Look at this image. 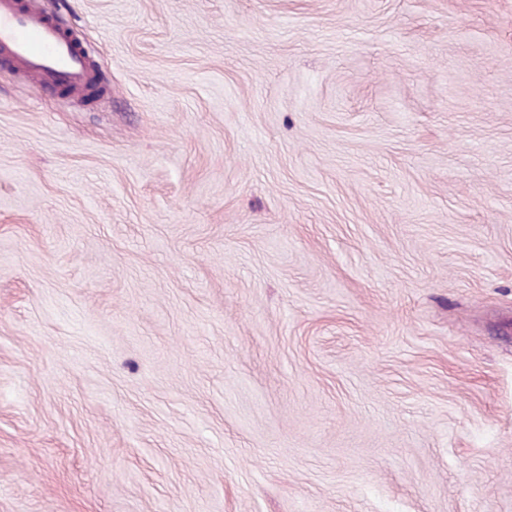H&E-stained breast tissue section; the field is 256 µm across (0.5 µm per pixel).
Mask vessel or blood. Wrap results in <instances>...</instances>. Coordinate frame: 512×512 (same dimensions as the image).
Instances as JSON below:
<instances>
[{"mask_svg": "<svg viewBox=\"0 0 512 512\" xmlns=\"http://www.w3.org/2000/svg\"><path fill=\"white\" fill-rule=\"evenodd\" d=\"M1 67L69 99L92 101L112 92L82 38L47 14L39 0H0Z\"/></svg>", "mask_w": 512, "mask_h": 512, "instance_id": "1", "label": "vessel or blood"}]
</instances>
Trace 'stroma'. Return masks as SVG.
<instances>
[{"label":"stroma","mask_w":512,"mask_h":512,"mask_svg":"<svg viewBox=\"0 0 512 512\" xmlns=\"http://www.w3.org/2000/svg\"><path fill=\"white\" fill-rule=\"evenodd\" d=\"M0 73V512H512V0H41ZM74 28L47 14L39 0H0V69L44 82L52 94L93 101L111 95L112 82L87 54Z\"/></svg>","instance_id":"stroma-1"}]
</instances>
